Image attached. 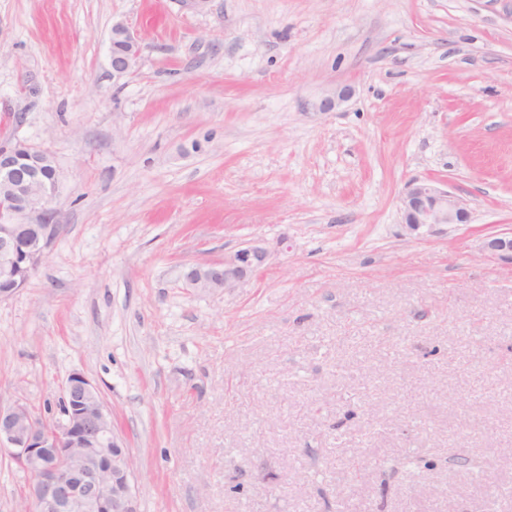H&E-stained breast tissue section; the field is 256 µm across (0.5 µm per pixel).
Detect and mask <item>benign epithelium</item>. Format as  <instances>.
<instances>
[{
  "label": "benign epithelium",
  "mask_w": 512,
  "mask_h": 512,
  "mask_svg": "<svg viewBox=\"0 0 512 512\" xmlns=\"http://www.w3.org/2000/svg\"><path fill=\"white\" fill-rule=\"evenodd\" d=\"M122 53L110 57L118 74L135 73L143 58L136 32L112 26ZM50 157L24 142L0 148V298L24 286L47 255L58 225L46 223L58 191V176H48ZM405 226L412 233L448 224H466L470 214L457 196L428 181L411 182L402 198ZM481 253L512 262V232L483 239ZM273 251L253 241L222 264H197L183 274L203 290L241 287L268 264ZM67 410L59 417L35 414L27 402L0 404V453L32 474L25 497L29 512H137L131 485V457L116 437L98 388L81 372L62 387Z\"/></svg>",
  "instance_id": "benign-epithelium-1"
}]
</instances>
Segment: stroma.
I'll return each mask as SVG.
<instances>
[{
    "label": "stroma",
    "mask_w": 512,
    "mask_h": 512,
    "mask_svg": "<svg viewBox=\"0 0 512 512\" xmlns=\"http://www.w3.org/2000/svg\"><path fill=\"white\" fill-rule=\"evenodd\" d=\"M19 140L59 232L0 300V401L58 414L82 372L138 512H512V265L479 252L512 231V0H0ZM415 180L469 223L408 232ZM259 239L241 288L185 284ZM29 480L0 454V512ZM116 38L123 45L120 55H112V70L118 74H134L140 68L143 58V45L136 32L124 23H116L112 27V40Z\"/></svg>",
    "instance_id": "35a3bbf8"
}]
</instances>
